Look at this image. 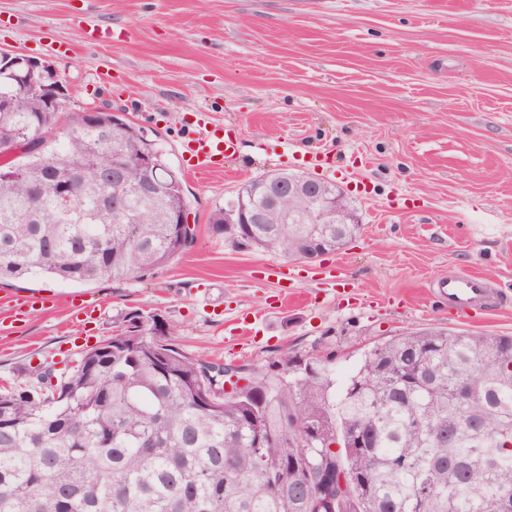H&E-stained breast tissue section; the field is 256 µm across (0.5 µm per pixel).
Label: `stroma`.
<instances>
[{"label":"stroma","instance_id":"stroma-1","mask_svg":"<svg viewBox=\"0 0 512 512\" xmlns=\"http://www.w3.org/2000/svg\"><path fill=\"white\" fill-rule=\"evenodd\" d=\"M121 29L112 41L93 30ZM52 62L78 106L157 136L182 167L189 130L224 128L237 155L186 173L192 247L142 278L41 277L0 296V388L64 365L130 312L175 327L191 356L260 370L288 350L331 355L344 389L375 343L405 330L512 336V0H0V51ZM335 170L359 234L310 261L237 249L209 216L248 180ZM477 273L494 311L459 316L431 286Z\"/></svg>","mask_w":512,"mask_h":512}]
</instances>
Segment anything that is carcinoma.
Instances as JSON below:
<instances>
[{
  "mask_svg": "<svg viewBox=\"0 0 512 512\" xmlns=\"http://www.w3.org/2000/svg\"><path fill=\"white\" fill-rule=\"evenodd\" d=\"M20 92L1 71L0 98ZM86 124L83 112L46 110L33 91L21 110L0 111V143L20 149L9 162L19 177L0 178L1 285L144 277L193 244L169 223L189 201L158 140L152 195L137 196L134 122L102 112L96 129ZM111 161L123 167L120 183L110 182ZM85 165L78 196L65 199L54 168ZM283 179L246 182L230 206L244 201L256 222L226 224L219 206L213 231L235 248L290 259L335 252L359 233L358 224L280 223L268 206ZM109 192L127 200L126 215L101 204ZM152 320L125 314L120 333L82 352L54 385L0 391V512H37L48 500L58 512H512L497 495L512 484V336L407 331L369 349L339 396L328 355L316 358L315 375L282 382L293 358L285 351L226 397L224 367L153 335ZM308 429L317 433L310 445ZM476 430L504 446L475 442ZM355 433L362 446L332 449Z\"/></svg>",
  "mask_w": 512,
  "mask_h": 512,
  "instance_id": "cac0c4a2",
  "label": "carcinoma"
}]
</instances>
